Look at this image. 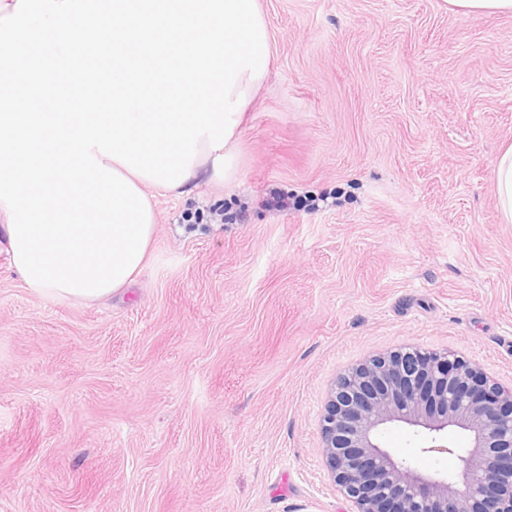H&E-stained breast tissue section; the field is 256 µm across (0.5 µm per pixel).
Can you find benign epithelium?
<instances>
[{
    "label": "benign epithelium",
    "instance_id": "benign-epithelium-1",
    "mask_svg": "<svg viewBox=\"0 0 512 512\" xmlns=\"http://www.w3.org/2000/svg\"><path fill=\"white\" fill-rule=\"evenodd\" d=\"M405 424L433 451L448 429L471 447L454 475L419 473L384 448ZM321 453L352 512H512V390L448 349L372 355L336 380L321 417Z\"/></svg>",
    "mask_w": 512,
    "mask_h": 512
}]
</instances>
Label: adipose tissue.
<instances>
[{"label":"adipose tissue","mask_w":512,"mask_h":512,"mask_svg":"<svg viewBox=\"0 0 512 512\" xmlns=\"http://www.w3.org/2000/svg\"><path fill=\"white\" fill-rule=\"evenodd\" d=\"M236 120L233 135L223 149L212 150L207 136L198 137L196 142L198 153L190 169V176L181 185L177 186V194L191 193L198 181L205 177L224 180L234 178L236 174V156L246 123L245 112H238Z\"/></svg>","instance_id":"1"}]
</instances>
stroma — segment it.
Wrapping results in <instances>:
<instances>
[{"instance_id": "1", "label": "stroma", "mask_w": 512, "mask_h": 512, "mask_svg": "<svg viewBox=\"0 0 512 512\" xmlns=\"http://www.w3.org/2000/svg\"><path fill=\"white\" fill-rule=\"evenodd\" d=\"M275 49L237 174L153 190L148 262L89 303L0 242V512H350L321 456L337 376L448 348L512 388V15L260 0ZM456 473L466 432L426 451ZM494 186L502 220L512 223V145L497 158L494 168Z\"/></svg>"}]
</instances>
